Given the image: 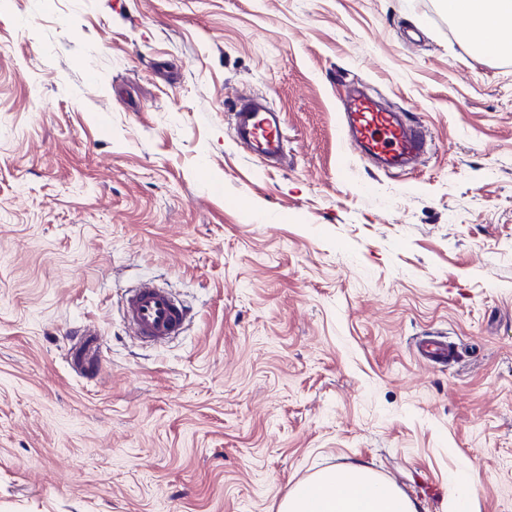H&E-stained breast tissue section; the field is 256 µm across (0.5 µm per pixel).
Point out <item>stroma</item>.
<instances>
[{
  "instance_id": "35a3bbf8",
  "label": "stroma",
  "mask_w": 512,
  "mask_h": 512,
  "mask_svg": "<svg viewBox=\"0 0 512 512\" xmlns=\"http://www.w3.org/2000/svg\"><path fill=\"white\" fill-rule=\"evenodd\" d=\"M348 84L426 125L422 165L349 149ZM249 92L287 164L234 143ZM143 280L194 311L157 347ZM361 464L512 512V56L441 0H0V512H276ZM122 309L132 334L149 345L180 335L190 319L189 310L181 299L149 280L127 291ZM99 341V333L91 327H86L82 330L75 346H72L68 352L71 364L91 377H96L102 369ZM417 357L423 362L447 366L459 356L455 343L443 337H428L416 344Z\"/></svg>"
}]
</instances>
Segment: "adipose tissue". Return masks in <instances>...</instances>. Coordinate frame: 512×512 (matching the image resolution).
Listing matches in <instances>:
<instances>
[{"label": "adipose tissue", "mask_w": 512, "mask_h": 512, "mask_svg": "<svg viewBox=\"0 0 512 512\" xmlns=\"http://www.w3.org/2000/svg\"><path fill=\"white\" fill-rule=\"evenodd\" d=\"M463 38L492 58L512 56V0H443ZM278 512H419L396 485L364 466H336L287 491Z\"/></svg>", "instance_id": "obj_1"}]
</instances>
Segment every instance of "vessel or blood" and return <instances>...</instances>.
Wrapping results in <instances>:
<instances>
[{"mask_svg":"<svg viewBox=\"0 0 512 512\" xmlns=\"http://www.w3.org/2000/svg\"><path fill=\"white\" fill-rule=\"evenodd\" d=\"M342 122L350 147L389 168L415 166L432 148V137L423 123L382 106L354 86L344 94ZM231 126L235 142L246 147L252 157L275 165L284 163L283 114L266 95L238 97L231 112ZM122 309L132 334L149 345L180 335L190 319L181 299L149 280L127 291ZM99 341L95 329L84 328L68 352L71 364L88 375H98L102 369ZM416 352L421 361L442 366L459 356L457 345L443 337L419 341Z\"/></svg>","mask_w":512,"mask_h":512,"instance_id":"b4317fda","label":"vessel or blood"}]
</instances>
